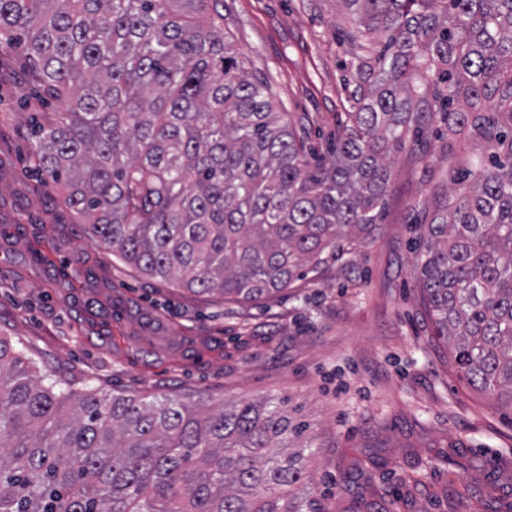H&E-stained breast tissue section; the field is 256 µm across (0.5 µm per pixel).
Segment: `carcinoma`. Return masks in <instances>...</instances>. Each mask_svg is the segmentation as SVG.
<instances>
[{
    "instance_id": "cac0c4a2",
    "label": "carcinoma",
    "mask_w": 512,
    "mask_h": 512,
    "mask_svg": "<svg viewBox=\"0 0 512 512\" xmlns=\"http://www.w3.org/2000/svg\"><path fill=\"white\" fill-rule=\"evenodd\" d=\"M353 111L308 159L224 0H0L44 98L36 166L105 250L183 290L253 303L368 238L390 155L440 115L477 142L429 224L420 288L460 378L512 407V0H336ZM306 425L218 406L64 393L0 336V512H308Z\"/></svg>"
}]
</instances>
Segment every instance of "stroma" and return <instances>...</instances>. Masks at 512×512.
<instances>
[{"mask_svg":"<svg viewBox=\"0 0 512 512\" xmlns=\"http://www.w3.org/2000/svg\"><path fill=\"white\" fill-rule=\"evenodd\" d=\"M336 0H224V31L324 147L356 86ZM41 99L0 48V336L71 391L283 401L321 512H512V409L460 380L417 286L420 234L471 143L391 157L371 236L256 303L182 291L100 249L35 168Z\"/></svg>","mask_w":512,"mask_h":512,"instance_id":"1","label":"stroma"}]
</instances>
